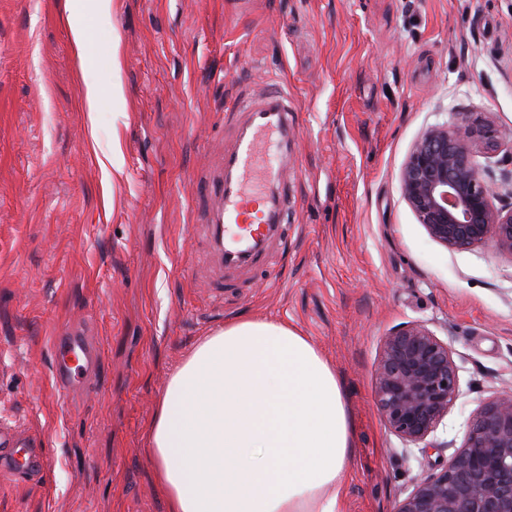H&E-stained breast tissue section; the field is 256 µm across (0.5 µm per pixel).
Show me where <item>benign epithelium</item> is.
Returning <instances> with one entry per match:
<instances>
[{
    "label": "benign epithelium",
    "mask_w": 512,
    "mask_h": 512,
    "mask_svg": "<svg viewBox=\"0 0 512 512\" xmlns=\"http://www.w3.org/2000/svg\"><path fill=\"white\" fill-rule=\"evenodd\" d=\"M496 125L467 112L425 129L399 177L400 192L434 241L462 249L491 240L512 255V205L497 206L473 157L497 147ZM375 400L386 428L427 460L430 436L460 394L448 343L423 323L395 328L375 368ZM396 512H512V389L498 393L471 422L462 447L418 482Z\"/></svg>",
    "instance_id": "obj_1"
}]
</instances>
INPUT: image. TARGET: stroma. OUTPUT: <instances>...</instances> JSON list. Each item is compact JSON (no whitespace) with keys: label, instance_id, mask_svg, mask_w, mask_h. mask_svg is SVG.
<instances>
[{"label":"stroma","instance_id":"1","mask_svg":"<svg viewBox=\"0 0 512 512\" xmlns=\"http://www.w3.org/2000/svg\"><path fill=\"white\" fill-rule=\"evenodd\" d=\"M112 2L89 15L82 62L60 0H0V422L45 450L35 472L0 473V512H169L155 407L196 344L246 316L329 358L355 433L348 512H395L436 467L376 409L388 333L422 322L448 343L460 395L433 434L441 460L512 386V256L436 243L399 190L421 132L475 112L502 132L475 161L512 202V0ZM89 80L121 90L92 115ZM272 81L295 103L288 248L226 275L195 182L224 161L225 108ZM64 327L101 360L68 392L52 374Z\"/></svg>","mask_w":512,"mask_h":512}]
</instances>
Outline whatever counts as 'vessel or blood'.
I'll return each instance as SVG.
<instances>
[{
  "instance_id": "obj_1",
  "label": "vessel or blood",
  "mask_w": 512,
  "mask_h": 512,
  "mask_svg": "<svg viewBox=\"0 0 512 512\" xmlns=\"http://www.w3.org/2000/svg\"><path fill=\"white\" fill-rule=\"evenodd\" d=\"M292 100L276 84L239 91L227 108L224 127V168L198 181L196 190L213 204L208 218L210 237L225 269H262L271 251L288 241V213L295 202L288 182V155L293 135ZM64 355L54 366L56 386L74 385L76 369H88L98 350L83 332L65 329L53 339ZM42 450L15 426H0V471L40 464Z\"/></svg>"
}]
</instances>
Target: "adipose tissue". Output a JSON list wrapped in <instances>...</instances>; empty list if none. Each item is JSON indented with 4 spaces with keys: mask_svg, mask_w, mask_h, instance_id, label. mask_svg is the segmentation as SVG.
Wrapping results in <instances>:
<instances>
[{
    "mask_svg": "<svg viewBox=\"0 0 512 512\" xmlns=\"http://www.w3.org/2000/svg\"><path fill=\"white\" fill-rule=\"evenodd\" d=\"M147 445L171 512H346L348 395L287 323L247 317L201 340L174 369Z\"/></svg>",
    "mask_w": 512,
    "mask_h": 512,
    "instance_id": "obj_1",
    "label": "adipose tissue"
}]
</instances>
